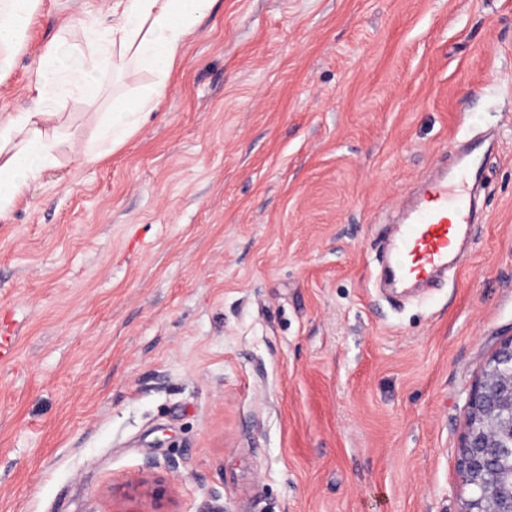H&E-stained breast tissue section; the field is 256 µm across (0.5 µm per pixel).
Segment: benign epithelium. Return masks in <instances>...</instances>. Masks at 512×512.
<instances>
[{
    "label": "benign epithelium",
    "mask_w": 512,
    "mask_h": 512,
    "mask_svg": "<svg viewBox=\"0 0 512 512\" xmlns=\"http://www.w3.org/2000/svg\"><path fill=\"white\" fill-rule=\"evenodd\" d=\"M512 435V337L487 360L482 379L467 401V427L462 437L457 469L463 485H481L496 454L512 448L501 434ZM460 512H512V480L489 487L477 499L467 498Z\"/></svg>",
    "instance_id": "7a95c632"
}]
</instances>
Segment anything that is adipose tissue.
I'll return each instance as SVG.
<instances>
[{
    "mask_svg": "<svg viewBox=\"0 0 512 512\" xmlns=\"http://www.w3.org/2000/svg\"><path fill=\"white\" fill-rule=\"evenodd\" d=\"M212 0H115L111 27L90 22L84 44L60 52L48 44L37 62L30 104L0 114V220L6 219L31 185L57 163L58 136L50 128L59 118L60 91L97 100L120 77L146 71L150 77L133 93L116 94L102 113L95 139L84 145L87 162L106 158L138 132L165 98L171 70L186 39ZM41 0H0V81L22 48V38Z\"/></svg>",
    "mask_w": 512,
    "mask_h": 512,
    "instance_id": "1",
    "label": "adipose tissue"
}]
</instances>
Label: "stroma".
Listing matches in <instances>:
<instances>
[{
  "instance_id": "1",
  "label": "stroma",
  "mask_w": 512,
  "mask_h": 512,
  "mask_svg": "<svg viewBox=\"0 0 512 512\" xmlns=\"http://www.w3.org/2000/svg\"><path fill=\"white\" fill-rule=\"evenodd\" d=\"M112 0H42L0 113ZM111 89L0 220V512H460L471 387L512 336V0H214L161 107ZM493 134L447 280L391 300L386 221ZM154 459L165 498L150 486Z\"/></svg>"
}]
</instances>
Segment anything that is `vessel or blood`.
Returning <instances> with one entry per match:
<instances>
[{
	"mask_svg": "<svg viewBox=\"0 0 512 512\" xmlns=\"http://www.w3.org/2000/svg\"><path fill=\"white\" fill-rule=\"evenodd\" d=\"M456 155L454 173L425 184L396 230L394 250L400 261L386 274L403 284L428 282L446 269L460 247L464 227L473 221L467 188L481 174V148H460Z\"/></svg>",
	"mask_w": 512,
	"mask_h": 512,
	"instance_id": "1",
	"label": "vessel or blood"
}]
</instances>
